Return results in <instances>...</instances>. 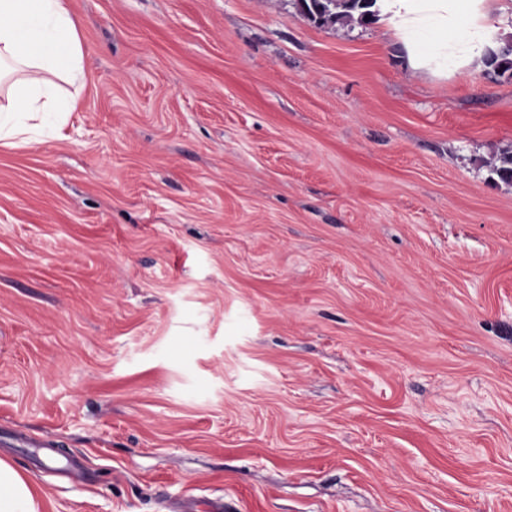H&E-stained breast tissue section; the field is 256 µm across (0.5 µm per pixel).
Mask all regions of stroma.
Returning a JSON list of instances; mask_svg holds the SVG:
<instances>
[{"label": "stroma", "mask_w": 512, "mask_h": 512, "mask_svg": "<svg viewBox=\"0 0 512 512\" xmlns=\"http://www.w3.org/2000/svg\"><path fill=\"white\" fill-rule=\"evenodd\" d=\"M66 4L76 107L0 146L39 512H512V78L298 0Z\"/></svg>", "instance_id": "1"}]
</instances>
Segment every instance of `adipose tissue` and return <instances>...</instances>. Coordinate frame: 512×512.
<instances>
[{"instance_id":"ef3b65f1","label":"adipose tissue","mask_w":512,"mask_h":512,"mask_svg":"<svg viewBox=\"0 0 512 512\" xmlns=\"http://www.w3.org/2000/svg\"><path fill=\"white\" fill-rule=\"evenodd\" d=\"M492 0H377L382 23L408 65L444 77L481 71L503 35L487 22ZM84 79V50L65 0H0V141L38 140L74 104L67 88ZM0 512H38L28 482L0 458Z\"/></svg>"}]
</instances>
